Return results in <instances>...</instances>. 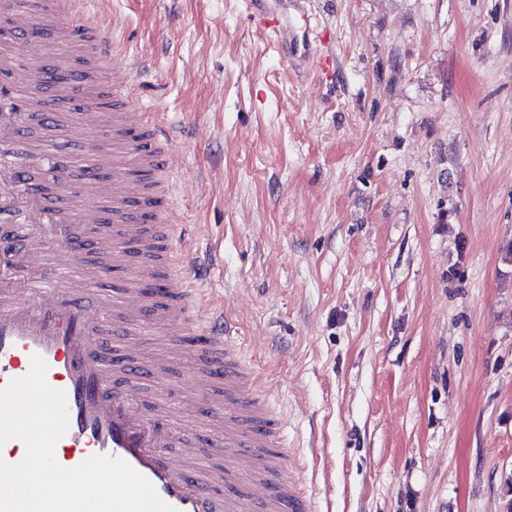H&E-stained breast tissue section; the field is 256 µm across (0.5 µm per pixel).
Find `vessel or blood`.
I'll list each match as a JSON object with an SVG mask.
<instances>
[{"label":"vessel or blood","mask_w":512,"mask_h":512,"mask_svg":"<svg viewBox=\"0 0 512 512\" xmlns=\"http://www.w3.org/2000/svg\"><path fill=\"white\" fill-rule=\"evenodd\" d=\"M88 0H0L10 27L0 36V216L25 225L24 237L0 232V388L27 374L33 355L48 364L47 381L65 391L69 430L55 457L66 468L94 454L126 461L176 512H317L314 497L283 474L281 426L257 396L251 371L224 331L222 310L206 305L183 272L198 254L180 253L187 232L174 189L153 181L173 159L167 134L129 103L133 63L119 60L112 37L84 25ZM249 10L292 52L288 12L301 0H247ZM71 27L85 65L64 66L36 34L42 13ZM61 70L60 81L28 92L30 76ZM108 82L101 99L88 94L92 70ZM81 124L109 135L111 151L88 155L100 177L81 191L37 189L23 178L22 135L40 125L50 145ZM93 229L95 259L82 256L77 225ZM126 273L113 292L109 270ZM154 329L192 338L197 364L188 379L168 359L146 360L134 338ZM189 382L194 399L169 396Z\"/></svg>","instance_id":"b4317fda"}]
</instances>
